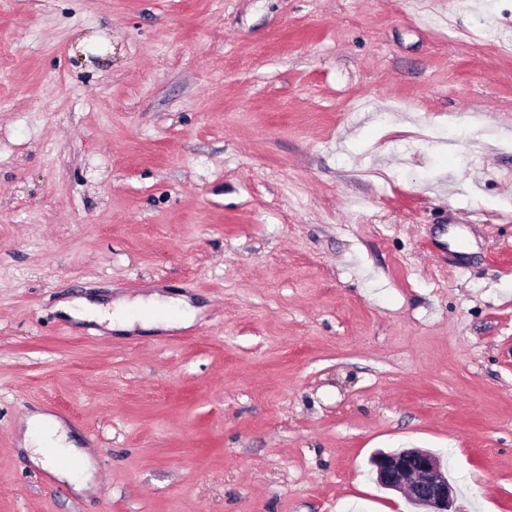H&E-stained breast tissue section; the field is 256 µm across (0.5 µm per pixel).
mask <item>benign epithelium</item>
I'll use <instances>...</instances> for the list:
<instances>
[{
	"mask_svg": "<svg viewBox=\"0 0 512 512\" xmlns=\"http://www.w3.org/2000/svg\"><path fill=\"white\" fill-rule=\"evenodd\" d=\"M371 464L379 485L404 494L422 512H462L455 506V486L442 471L436 454L421 448L381 451Z\"/></svg>",
	"mask_w": 512,
	"mask_h": 512,
	"instance_id": "1",
	"label": "benign epithelium"
}]
</instances>
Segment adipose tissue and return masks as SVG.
<instances>
[{
    "instance_id": "1",
    "label": "adipose tissue",
    "mask_w": 512,
    "mask_h": 512,
    "mask_svg": "<svg viewBox=\"0 0 512 512\" xmlns=\"http://www.w3.org/2000/svg\"><path fill=\"white\" fill-rule=\"evenodd\" d=\"M138 319L126 316L124 304L112 309H100L87 300L61 304L62 313L76 322H97L106 330L127 329L133 324L143 327L180 328L193 322L196 310L187 300L168 301L156 296L139 300ZM24 447L31 464L50 472L57 480L68 483L75 492L87 491L93 486L94 465L91 455L68 439L63 422L54 415L39 413L25 420Z\"/></svg>"
}]
</instances>
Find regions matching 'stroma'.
Returning a JSON list of instances; mask_svg holds the SVG:
<instances>
[{
    "label": "stroma",
    "instance_id": "1",
    "mask_svg": "<svg viewBox=\"0 0 512 512\" xmlns=\"http://www.w3.org/2000/svg\"><path fill=\"white\" fill-rule=\"evenodd\" d=\"M403 446L512 512V0H0V512H409ZM138 308L143 310L141 315L126 318V307L122 303L117 304L114 310L112 308L102 310L99 306L85 299L65 302L60 306L62 313L73 321H95L100 325H104L108 331L116 330L117 328H131L137 321L145 328H180L192 323L196 315V309L185 299L180 300L176 305L174 300L168 301L152 296L145 300L139 299ZM173 309L178 311L175 316L170 314ZM24 447L29 461L67 482L77 493L93 488L92 456L68 440V430L54 415L39 413L25 419Z\"/></svg>",
    "mask_w": 512,
    "mask_h": 512
}]
</instances>
